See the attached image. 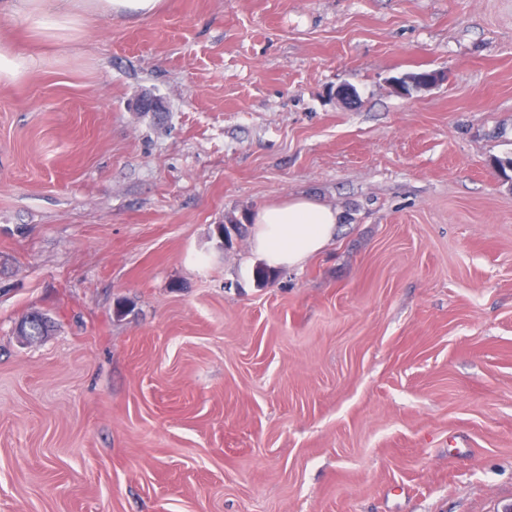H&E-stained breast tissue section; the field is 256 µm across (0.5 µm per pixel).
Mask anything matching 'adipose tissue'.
Returning a JSON list of instances; mask_svg holds the SVG:
<instances>
[{
  "instance_id": "obj_1",
  "label": "adipose tissue",
  "mask_w": 512,
  "mask_h": 512,
  "mask_svg": "<svg viewBox=\"0 0 512 512\" xmlns=\"http://www.w3.org/2000/svg\"><path fill=\"white\" fill-rule=\"evenodd\" d=\"M160 0H7L5 7L37 18L45 32L87 28L100 20L147 17ZM340 211L312 197L291 196L251 216V249L274 269L300 266L336 236Z\"/></svg>"
}]
</instances>
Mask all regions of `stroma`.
Instances as JSON below:
<instances>
[{
    "label": "stroma",
    "instance_id": "35a3bbf8",
    "mask_svg": "<svg viewBox=\"0 0 512 512\" xmlns=\"http://www.w3.org/2000/svg\"><path fill=\"white\" fill-rule=\"evenodd\" d=\"M0 42L40 60L0 83V512L512 505V0L0 12ZM302 194L336 236L258 285L248 218ZM5 9L37 18L40 29L57 32L87 28L104 18L148 17L160 0H5ZM440 80V74L431 71L427 76L404 74L392 79V85L397 93L409 96L414 91L425 90L436 85Z\"/></svg>",
    "mask_w": 512,
    "mask_h": 512
}]
</instances>
